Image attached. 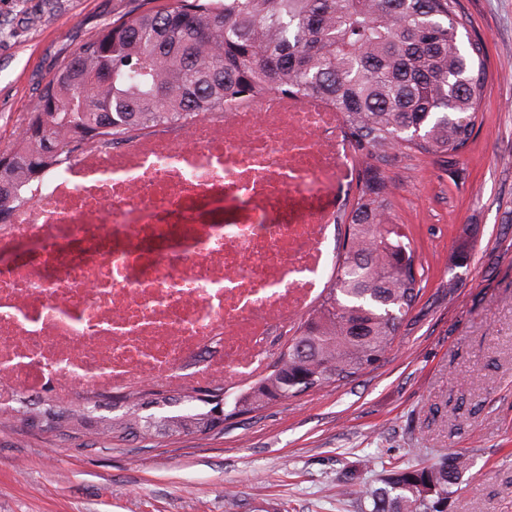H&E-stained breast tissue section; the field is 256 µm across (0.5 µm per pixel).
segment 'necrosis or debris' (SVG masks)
<instances>
[{
	"mask_svg": "<svg viewBox=\"0 0 512 512\" xmlns=\"http://www.w3.org/2000/svg\"><path fill=\"white\" fill-rule=\"evenodd\" d=\"M318 99L268 97L89 146L0 223V409L236 386L332 271L357 163Z\"/></svg>",
	"mask_w": 512,
	"mask_h": 512,
	"instance_id": "1",
	"label": "necrosis or debris"
}]
</instances>
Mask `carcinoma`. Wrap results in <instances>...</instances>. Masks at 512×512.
Listing matches in <instances>:
<instances>
[{
	"mask_svg": "<svg viewBox=\"0 0 512 512\" xmlns=\"http://www.w3.org/2000/svg\"><path fill=\"white\" fill-rule=\"evenodd\" d=\"M468 25L460 0H168L106 25L46 82L17 142L0 153V216L26 184L88 145H115L135 129L183 124L271 93L329 100L344 114L352 149L369 159L344 214L335 275L265 374L204 398L146 390L123 399L126 407L94 434H206L221 404L227 419L348 381L393 347L425 271L393 223L382 166L401 149L452 163L468 146L489 80L485 43ZM470 250L469 240L458 243L448 266H463ZM145 403L169 427L147 425L135 411ZM85 410L23 399L12 417L45 428L53 415ZM468 465L465 454L407 464L380 487L346 483L339 495L356 512H443Z\"/></svg>",
	"mask_w": 512,
	"mask_h": 512,
	"instance_id": "carcinoma-1",
	"label": "carcinoma"
}]
</instances>
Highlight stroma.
Masks as SVG:
<instances>
[{"mask_svg": "<svg viewBox=\"0 0 512 512\" xmlns=\"http://www.w3.org/2000/svg\"><path fill=\"white\" fill-rule=\"evenodd\" d=\"M161 0H0V151L43 86L108 23ZM490 79L467 149L395 152L392 211L425 270L386 358L225 421L208 435L118 442L0 421V512H354L344 477L374 484L414 459L463 453L447 512H512V0H461ZM473 229L466 266L448 257Z\"/></svg>", "mask_w": 512, "mask_h": 512, "instance_id": "1", "label": "stroma"}]
</instances>
